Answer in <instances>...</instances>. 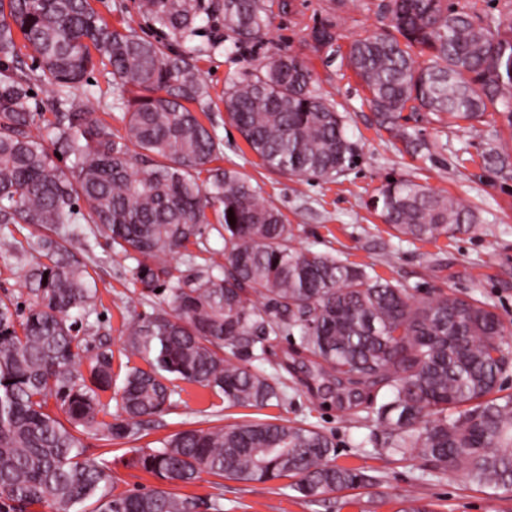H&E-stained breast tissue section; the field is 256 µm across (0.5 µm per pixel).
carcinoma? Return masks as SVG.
Returning a JSON list of instances; mask_svg holds the SVG:
<instances>
[{
    "label": "carcinoma",
    "mask_w": 512,
    "mask_h": 512,
    "mask_svg": "<svg viewBox=\"0 0 512 512\" xmlns=\"http://www.w3.org/2000/svg\"><path fill=\"white\" fill-rule=\"evenodd\" d=\"M391 30L357 39L347 61L374 108L376 124L411 156L434 144L409 130L407 108L429 122L469 127L486 113L512 130V21L483 22L450 0H387ZM290 0H139L161 33L112 28L91 0H0V224L53 226L76 234L82 220L116 254L136 261L142 295L168 291L166 306L129 327L125 347L144 362L112 375V348L87 352L79 335L97 289L85 265L57 241L26 275L30 302L20 313L0 298V512H224L221 498L154 488L115 492L112 475L86 456L80 427L112 441L140 438L181 380L229 407L284 402L287 378L267 372L273 341L299 336L276 366L300 377L343 411L366 405L384 429L383 451L422 463L435 476L505 492L512 488V369L506 329L486 301L434 289L418 298L329 252L297 248L281 211L244 174L212 166L222 155L214 126L200 117L210 100L198 66L199 31L233 52L267 35ZM337 21L311 33L331 49ZM29 51L37 75L18 61ZM425 57L419 63L417 56ZM109 75L117 134L89 110L87 76ZM53 88V119L36 134L27 101L34 81ZM314 74L282 52L248 80L224 90V108L262 163L283 175L332 180L356 165L342 116L313 90ZM68 163L61 164L57 155ZM485 165L512 169V156L487 143ZM370 207L402 242L453 239L480 223L455 196L410 179L385 181ZM213 209L224 249L202 245ZM196 246L199 253L189 251ZM203 270L176 276L168 257ZM121 413L99 419L102 394ZM383 396H378V393ZM55 400L60 414L49 411ZM132 464L170 486L201 475L243 482L294 479L316 499L367 487L374 478L336 464V443L313 425L248 422L191 428L133 449Z\"/></svg>",
    "instance_id": "cac0c4a2"
}]
</instances>
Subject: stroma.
<instances>
[{"label": "stroma", "mask_w": 512, "mask_h": 512, "mask_svg": "<svg viewBox=\"0 0 512 512\" xmlns=\"http://www.w3.org/2000/svg\"><path fill=\"white\" fill-rule=\"evenodd\" d=\"M381 0H292V12L276 17L269 36L248 44L239 53L217 51L203 57L201 68L211 85L210 119L223 141L221 168L248 175L259 186L265 202L279 208L293 232V242L365 264L385 279L414 288L416 296L441 288L472 295L494 305L512 331V173L487 170L482 152L486 142L500 139L512 154L506 121L493 115L473 129L443 128L420 122L425 138L435 142L432 157H414L400 150V142L380 129L373 117L368 93L346 67L343 58L352 40L381 31ZM137 0H92L110 26L129 23L144 37L154 36L136 8ZM336 15L339 34L333 55L315 54L310 33L328 15ZM300 54L314 70L317 93L341 113L347 134L359 153L355 167L327 183L297 180L261 165L224 110V89L253 76L258 64L275 52ZM414 180L449 192L471 206L481 222L470 232L447 240L408 244L393 237L388 226L368 206L386 178ZM56 229L33 224H0V297L28 304L25 276L41 261L39 244L58 239ZM66 246L86 266L98 290L95 312L83 321L88 336L106 337L113 352L112 371L123 379L136 358L127 356L123 341L133 319L151 312L156 298L141 297L133 280L134 260L114 254L92 225L80 227L78 238ZM290 420L311 423L336 441L337 464L360 468L376 476L369 488L342 491L318 500L301 497L288 480L244 483L211 475L179 486V493L210 498L224 496V512H402V498L410 494L432 504L435 512H512V493L479 488L453 478H435L419 462L382 452L384 435L375 420L361 411L348 414L312 398L300 386H291L287 402L279 407L225 408L222 399L198 386L185 385L169 408L145 426L138 443L156 446L178 431L208 428L241 421ZM86 453L105 463L118 491L157 487L156 478L131 467V442L112 441L81 433Z\"/></svg>", "instance_id": "obj_1"}]
</instances>
